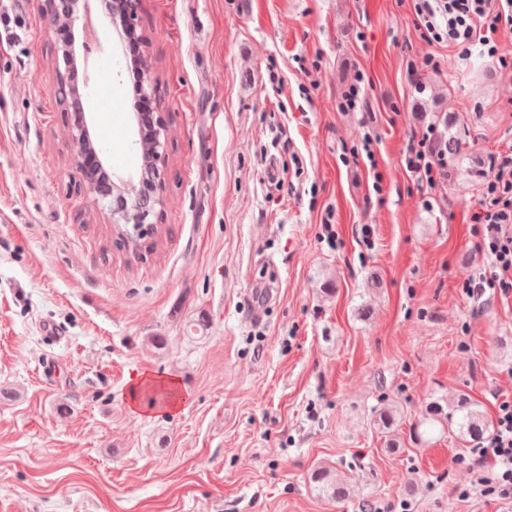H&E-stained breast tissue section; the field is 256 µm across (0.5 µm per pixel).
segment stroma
<instances>
[{
	"label": "stroma",
	"instance_id": "1",
	"mask_svg": "<svg viewBox=\"0 0 512 512\" xmlns=\"http://www.w3.org/2000/svg\"><path fill=\"white\" fill-rule=\"evenodd\" d=\"M91 7L105 52L83 102L104 168L134 179L122 24ZM134 23L169 127L141 259L78 192L39 0H0V512H512L454 438L408 439L433 397L492 417L512 400V293L466 290L491 271L483 179L430 189L404 164L449 112L489 170L512 144V66L428 44L412 0H136ZM359 75L362 110L340 111ZM370 129L374 170L352 154ZM145 376L179 401L132 408ZM389 403L396 454L373 426ZM321 463L352 498L314 490Z\"/></svg>",
	"mask_w": 512,
	"mask_h": 512
}]
</instances>
